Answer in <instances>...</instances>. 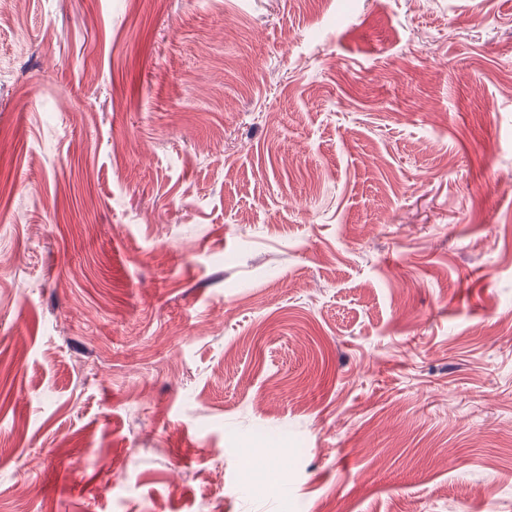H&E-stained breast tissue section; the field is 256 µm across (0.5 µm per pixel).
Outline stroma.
<instances>
[{
  "label": "stroma",
  "mask_w": 512,
  "mask_h": 512,
  "mask_svg": "<svg viewBox=\"0 0 512 512\" xmlns=\"http://www.w3.org/2000/svg\"><path fill=\"white\" fill-rule=\"evenodd\" d=\"M512 512V0H18L0 512Z\"/></svg>",
  "instance_id": "1"
}]
</instances>
